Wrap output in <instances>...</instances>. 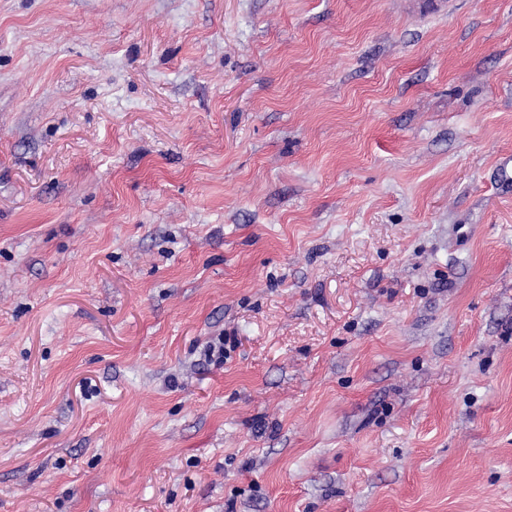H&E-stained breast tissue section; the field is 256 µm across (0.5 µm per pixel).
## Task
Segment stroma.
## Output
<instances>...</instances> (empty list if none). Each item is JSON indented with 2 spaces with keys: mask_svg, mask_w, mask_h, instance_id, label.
I'll return each instance as SVG.
<instances>
[{
  "mask_svg": "<svg viewBox=\"0 0 512 512\" xmlns=\"http://www.w3.org/2000/svg\"><path fill=\"white\" fill-rule=\"evenodd\" d=\"M508 163L512 0H0V512H512Z\"/></svg>",
  "mask_w": 512,
  "mask_h": 512,
  "instance_id": "1",
  "label": "stroma"
}]
</instances>
